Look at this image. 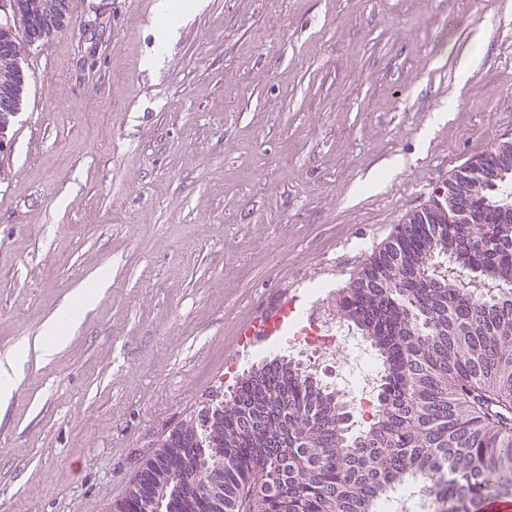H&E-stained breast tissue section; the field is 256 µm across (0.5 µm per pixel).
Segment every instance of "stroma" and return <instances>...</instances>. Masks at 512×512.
Instances as JSON below:
<instances>
[{
  "instance_id": "obj_1",
  "label": "stroma",
  "mask_w": 512,
  "mask_h": 512,
  "mask_svg": "<svg viewBox=\"0 0 512 512\" xmlns=\"http://www.w3.org/2000/svg\"><path fill=\"white\" fill-rule=\"evenodd\" d=\"M0 138V512H111L286 289L344 287L512 136V0H69ZM66 205H59V198ZM98 295L53 355L44 322ZM199 2L200 1L198 0H156L153 9L159 20L167 22L180 13L196 8L199 5ZM21 361L19 349L6 352L0 357V403L8 401L17 388V371Z\"/></svg>"
}]
</instances>
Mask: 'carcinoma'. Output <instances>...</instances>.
<instances>
[{
    "instance_id": "1",
    "label": "carcinoma",
    "mask_w": 512,
    "mask_h": 512,
    "mask_svg": "<svg viewBox=\"0 0 512 512\" xmlns=\"http://www.w3.org/2000/svg\"><path fill=\"white\" fill-rule=\"evenodd\" d=\"M69 25L57 0L30 30L44 39ZM15 43L0 22V57ZM24 81L17 67L4 84L16 108ZM491 195L498 206L467 204L472 224L436 196L340 291L346 321L381 360L380 400L362 427L351 429L344 394L297 360L241 376L171 431L158 469L192 492L188 512H382L400 488L426 494L432 512H483L486 499L512 496V221L502 211L512 186ZM434 257L465 277L433 279ZM209 448L224 450L222 504L200 492ZM151 499L131 494L113 510L153 512Z\"/></svg>"
}]
</instances>
